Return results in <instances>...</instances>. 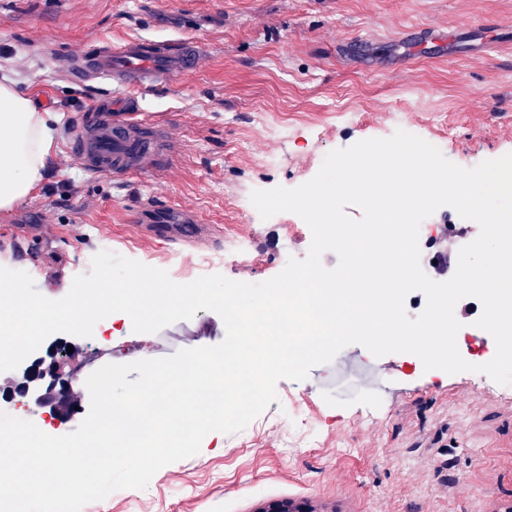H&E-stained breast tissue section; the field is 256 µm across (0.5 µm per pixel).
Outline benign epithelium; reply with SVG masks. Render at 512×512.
I'll use <instances>...</instances> for the list:
<instances>
[{
	"instance_id": "benign-epithelium-1",
	"label": "benign epithelium",
	"mask_w": 512,
	"mask_h": 512,
	"mask_svg": "<svg viewBox=\"0 0 512 512\" xmlns=\"http://www.w3.org/2000/svg\"><path fill=\"white\" fill-rule=\"evenodd\" d=\"M71 358L67 346L61 345L49 354V360L38 359L23 372L22 380L4 390L5 398H29L51 419L66 422L76 413L69 403L75 372L65 371Z\"/></svg>"
}]
</instances>
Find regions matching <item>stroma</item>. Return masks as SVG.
I'll return each instance as SVG.
<instances>
[{
	"instance_id": "1",
	"label": "stroma",
	"mask_w": 512,
	"mask_h": 512,
	"mask_svg": "<svg viewBox=\"0 0 512 512\" xmlns=\"http://www.w3.org/2000/svg\"><path fill=\"white\" fill-rule=\"evenodd\" d=\"M512 22V0H0V78L31 102L52 96L58 121L41 180L22 202L0 210V266L21 255L40 293L65 296L91 260L111 251L164 269L219 254L214 273L260 283L284 254L305 257L311 230L295 213L262 219L253 190L298 187L332 150L397 130L416 135L451 162L472 168L512 153V47L440 49L417 66L387 71L393 39L412 23L436 27ZM190 37L201 66L142 97L145 119L166 115L176 158L126 179L88 171L71 149L82 110L114 94L86 83L71 59L102 41ZM216 225L189 246L139 233L132 217ZM422 252L441 256L432 277L447 280L478 225L448 206ZM237 227L246 256L224 246ZM480 302L462 299L457 346L469 363L492 360L496 344L476 327ZM381 369L392 392L360 394L333 383L348 361ZM278 400L244 430L209 433L198 454L162 467L148 487L121 489L85 512H257L291 499L312 512H512V385L479 372L425 370L410 353L374 357L358 344L306 380H280ZM312 434L293 435L290 414Z\"/></svg>"
}]
</instances>
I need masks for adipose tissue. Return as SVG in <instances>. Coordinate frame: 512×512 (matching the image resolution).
<instances>
[{"label": "adipose tissue", "mask_w": 512, "mask_h": 512, "mask_svg": "<svg viewBox=\"0 0 512 512\" xmlns=\"http://www.w3.org/2000/svg\"><path fill=\"white\" fill-rule=\"evenodd\" d=\"M54 120L10 81L0 82V210H11L41 180Z\"/></svg>", "instance_id": "adipose-tissue-1"}]
</instances>
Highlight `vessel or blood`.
Returning a JSON list of instances; mask_svg holds the SVG:
<instances>
[{
  "label": "vessel or blood",
  "instance_id": "b4317fda",
  "mask_svg": "<svg viewBox=\"0 0 512 512\" xmlns=\"http://www.w3.org/2000/svg\"><path fill=\"white\" fill-rule=\"evenodd\" d=\"M462 34L458 28H437L415 24L397 41L412 61L413 45L440 43L455 48ZM204 48L192 38L178 40L136 39L115 46L102 43L89 48L72 62L87 81L107 80L125 89L118 102L104 99L88 104L77 125L72 147L83 165L95 173L122 179L156 170L172 155L163 119L145 120L140 112L138 92L171 82L195 71ZM149 234L194 243L207 233L205 225L155 223Z\"/></svg>",
  "mask_w": 512,
  "mask_h": 512
}]
</instances>
